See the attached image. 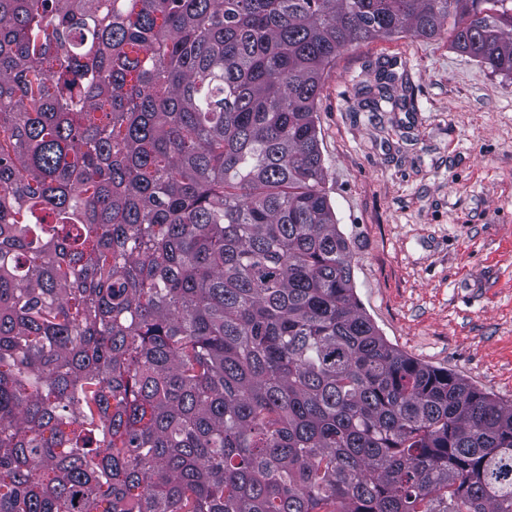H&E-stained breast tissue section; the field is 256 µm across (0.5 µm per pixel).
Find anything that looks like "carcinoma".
<instances>
[{
    "mask_svg": "<svg viewBox=\"0 0 512 512\" xmlns=\"http://www.w3.org/2000/svg\"><path fill=\"white\" fill-rule=\"evenodd\" d=\"M402 33L512 79V0H0V512H512V406L381 336L325 189Z\"/></svg>",
    "mask_w": 512,
    "mask_h": 512,
    "instance_id": "obj_1",
    "label": "carcinoma"
}]
</instances>
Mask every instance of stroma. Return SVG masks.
<instances>
[{
	"instance_id": "stroma-1",
	"label": "stroma",
	"mask_w": 512,
	"mask_h": 512,
	"mask_svg": "<svg viewBox=\"0 0 512 512\" xmlns=\"http://www.w3.org/2000/svg\"><path fill=\"white\" fill-rule=\"evenodd\" d=\"M388 69L407 108L372 112ZM356 297L389 344L512 406V80L447 39L348 46L317 102Z\"/></svg>"
}]
</instances>
